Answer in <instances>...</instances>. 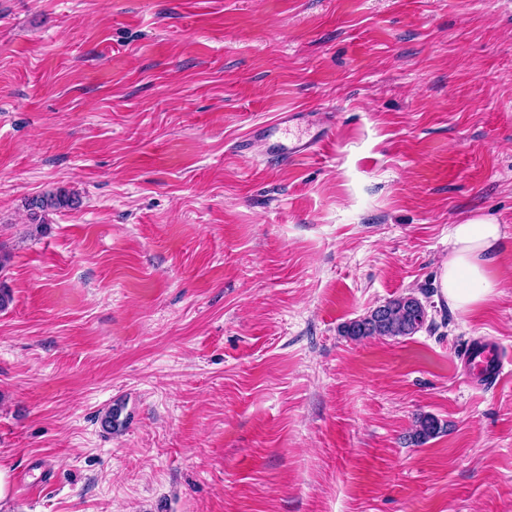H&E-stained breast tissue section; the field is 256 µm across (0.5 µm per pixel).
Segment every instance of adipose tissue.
I'll use <instances>...</instances> for the list:
<instances>
[{
	"mask_svg": "<svg viewBox=\"0 0 512 512\" xmlns=\"http://www.w3.org/2000/svg\"><path fill=\"white\" fill-rule=\"evenodd\" d=\"M500 240L499 225L481 218L452 227L451 252L442 266L440 287L453 307L468 311L494 294L497 282L488 263Z\"/></svg>",
	"mask_w": 512,
	"mask_h": 512,
	"instance_id": "obj_1",
	"label": "adipose tissue"
}]
</instances>
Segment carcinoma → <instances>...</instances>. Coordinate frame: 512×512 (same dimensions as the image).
Instances as JSON below:
<instances>
[{
	"label": "carcinoma",
	"mask_w": 512,
	"mask_h": 512,
	"mask_svg": "<svg viewBox=\"0 0 512 512\" xmlns=\"http://www.w3.org/2000/svg\"><path fill=\"white\" fill-rule=\"evenodd\" d=\"M73 204V196L64 189L46 192L31 200L30 218L32 223L38 224L39 213L66 209ZM427 319L428 311L422 301L413 295H404L391 299L366 315L346 323L342 333L355 340L372 336H412L423 328ZM442 429L443 426L436 417L429 414L419 416L412 434L413 442L424 444L438 435Z\"/></svg>",
	"instance_id": "obj_1"
}]
</instances>
